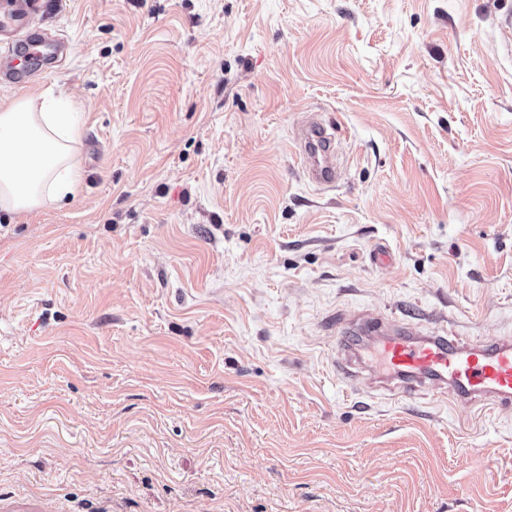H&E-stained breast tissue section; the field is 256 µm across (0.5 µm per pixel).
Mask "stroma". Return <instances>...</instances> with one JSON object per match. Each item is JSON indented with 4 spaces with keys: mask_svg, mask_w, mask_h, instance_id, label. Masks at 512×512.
<instances>
[{
    "mask_svg": "<svg viewBox=\"0 0 512 512\" xmlns=\"http://www.w3.org/2000/svg\"><path fill=\"white\" fill-rule=\"evenodd\" d=\"M509 8L47 0L0 34L68 44L0 106L82 109L77 196L0 211V512H512V407L354 391L332 326L512 336ZM336 129L326 124L320 114L313 113L300 126L295 137L299 152L307 155L306 174L318 186H329L336 182Z\"/></svg>",
    "mask_w": 512,
    "mask_h": 512,
    "instance_id": "stroma-1",
    "label": "stroma"
}]
</instances>
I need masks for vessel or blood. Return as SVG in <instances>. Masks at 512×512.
Here are the masks:
<instances>
[{
  "label": "vessel or blood",
  "instance_id": "obj_1",
  "mask_svg": "<svg viewBox=\"0 0 512 512\" xmlns=\"http://www.w3.org/2000/svg\"><path fill=\"white\" fill-rule=\"evenodd\" d=\"M62 42L29 39L27 47L8 55L0 78L20 83L34 76L46 55H60ZM336 129L320 114L300 126L295 144L307 156L306 174L319 186L335 183ZM334 366L350 383L369 378L371 388L407 396L432 386L451 392L455 403L468 407L512 405V337L466 342L447 328L432 332L396 325L383 318L358 316L344 322Z\"/></svg>",
  "mask_w": 512,
  "mask_h": 512
}]
</instances>
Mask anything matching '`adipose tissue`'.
Instances as JSON below:
<instances>
[{"label": "adipose tissue", "mask_w": 512, "mask_h": 512, "mask_svg": "<svg viewBox=\"0 0 512 512\" xmlns=\"http://www.w3.org/2000/svg\"><path fill=\"white\" fill-rule=\"evenodd\" d=\"M77 113L70 95L49 91L0 108L1 210L20 216L76 196Z\"/></svg>", "instance_id": "ef3b65f1"}]
</instances>
